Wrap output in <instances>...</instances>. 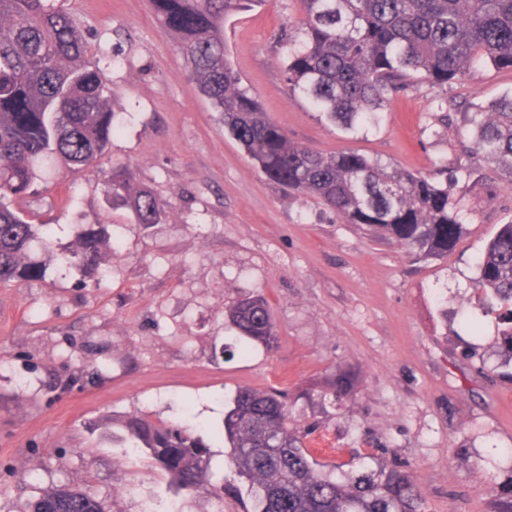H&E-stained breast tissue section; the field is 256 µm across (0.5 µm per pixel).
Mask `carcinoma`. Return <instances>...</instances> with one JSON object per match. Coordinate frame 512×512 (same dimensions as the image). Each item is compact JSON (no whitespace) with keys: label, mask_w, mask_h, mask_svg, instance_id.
<instances>
[{"label":"carcinoma","mask_w":512,"mask_h":512,"mask_svg":"<svg viewBox=\"0 0 512 512\" xmlns=\"http://www.w3.org/2000/svg\"><path fill=\"white\" fill-rule=\"evenodd\" d=\"M262 0H148L154 16L177 39L189 77L219 113L224 133L270 180L318 199L346 224H361L404 246L419 259L448 255L465 233L461 196L432 174L391 168L354 151L324 154L291 141L242 86L224 46V21ZM299 35L282 39L289 88L326 121L351 132L376 129L390 97L420 78L446 88L476 65L512 69V0H301ZM76 21L54 0H0V282L41 275L29 256L40 240L52 251L48 224H34L13 207L36 177V163L56 155L72 169L95 166L119 132L112 89L86 63ZM476 149L512 184V95L477 106L467 118ZM106 195L134 223L158 224L165 211L126 166L103 180ZM62 265L97 268L108 243L103 228L76 234ZM474 306L464 320L501 321L499 348L512 378V223L501 224L477 260ZM248 352L268 351L277 338L267 302L238 299L226 310ZM127 441L142 448L176 491L211 485L207 445L188 425L137 415L124 421ZM290 426L287 394L241 389L224 413V447L234 479L224 488L250 500L252 512H423L413 474L402 465L336 474L306 448ZM21 512H103L94 497L54 486Z\"/></svg>","instance_id":"carcinoma-1"}]
</instances>
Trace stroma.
<instances>
[{"instance_id":"obj_1","label":"stroma","mask_w":512,"mask_h":512,"mask_svg":"<svg viewBox=\"0 0 512 512\" xmlns=\"http://www.w3.org/2000/svg\"><path fill=\"white\" fill-rule=\"evenodd\" d=\"M79 24L89 59L114 94L121 127L96 167L48 158L17 206L53 226L43 276L0 284V512L51 485L98 499L104 512H243L222 486L224 412L242 388L287 390L308 448L340 470L409 465L424 512H493L512 479V380L497 320L478 332L458 315L474 294L476 258L512 222V186L464 131L472 106L512 93V71L478 67L449 91L419 81L386 106L379 129L351 135L290 91L283 32L300 0H267L224 26L243 86L289 137L324 153L355 151L415 173H442L472 222L448 256L415 259L396 242L343 223L314 197L269 181L225 135L184 75L173 36L146 0H55ZM131 166L165 219L138 228L107 199L105 172ZM105 226L118 251L92 274L61 268L78 230ZM263 294L277 348L242 352L224 310ZM93 380L73 381L79 368ZM357 379L337 402L327 378ZM190 409L208 445L206 490L178 493L127 446L123 422ZM487 460L484 470L474 467Z\"/></svg>"}]
</instances>
